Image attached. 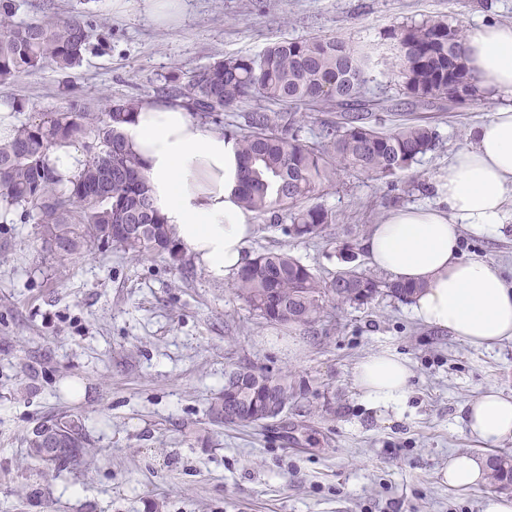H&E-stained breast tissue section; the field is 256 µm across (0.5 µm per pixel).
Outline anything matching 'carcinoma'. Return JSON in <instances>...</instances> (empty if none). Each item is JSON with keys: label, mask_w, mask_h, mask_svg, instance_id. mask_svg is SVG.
Masks as SVG:
<instances>
[{"label": "carcinoma", "mask_w": 512, "mask_h": 512, "mask_svg": "<svg viewBox=\"0 0 512 512\" xmlns=\"http://www.w3.org/2000/svg\"><path fill=\"white\" fill-rule=\"evenodd\" d=\"M16 0H0V85H9L33 71L51 66L64 75L83 59L98 36L92 16L60 19L51 14L17 23ZM464 29L439 17L403 26L392 34L399 75L410 102L424 110L445 111L448 86L468 99L476 86L460 54ZM374 65L368 52L337 36L284 39L256 55L219 60L188 80L171 74L156 88L162 97L177 98L192 115L207 122L249 100L285 103L289 112L255 110L235 133L242 159L240 206L254 214L284 217L288 234L315 237L335 223L336 215L311 204L317 191L336 181L341 170L378 179L396 176L436 146L430 123L413 121L389 130L379 126L382 102L365 96ZM69 109L41 112L24 122L16 137L0 143V210L19 220L41 225L43 239L62 257L92 255L110 244L137 254L166 255L182 263L171 232L153 205L138 158L125 144L122 131L138 96L106 99L93 112L69 88ZM339 112L322 126L318 140L307 142L300 132L309 112ZM79 144L82 167L66 179L50 161L59 147ZM237 297L268 323L310 326L327 314V302L363 304L380 294L404 301L418 286L377 278L356 267L336 271L326 281L285 250L265 251L245 264L234 278ZM260 382L240 389L230 400L219 396L210 412L260 403L275 394L283 407L295 398L285 375L258 372ZM63 450L45 470H59L79 458L87 442L78 417L54 421ZM489 484L512 485V453L490 457Z\"/></svg>", "instance_id": "obj_1"}]
</instances>
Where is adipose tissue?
Here are the masks:
<instances>
[{
  "mask_svg": "<svg viewBox=\"0 0 512 512\" xmlns=\"http://www.w3.org/2000/svg\"><path fill=\"white\" fill-rule=\"evenodd\" d=\"M186 2L111 0L110 6L114 14L134 11L168 29L180 24ZM460 51L492 111L431 180L437 205L389 212L371 227L364 247L372 267L418 285L411 308L421 323L489 348L512 342V286L492 263L463 256L460 228L499 235L512 227V24L469 26ZM123 132L181 250L213 281L236 276L255 233L237 203L238 142L172 99L142 100ZM411 377L408 361L389 351L362 360L353 374L362 396L384 407L406 398ZM463 412L467 432L484 445L512 439V395L488 390ZM486 470V458L455 453L442 476L449 487L469 490L483 484Z\"/></svg>",
  "mask_w": 512,
  "mask_h": 512,
  "instance_id": "adipose-tissue-1",
  "label": "adipose tissue"
}]
</instances>
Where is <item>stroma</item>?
<instances>
[{
  "label": "stroma",
  "instance_id": "35a3bbf8",
  "mask_svg": "<svg viewBox=\"0 0 512 512\" xmlns=\"http://www.w3.org/2000/svg\"><path fill=\"white\" fill-rule=\"evenodd\" d=\"M61 18L105 24L72 72L91 108L106 97L151 98L163 75L256 54L283 39L341 37L382 59L366 94L388 100L383 128L412 117L393 55L392 30L440 16L451 25L512 22V0H187L181 26L114 15L109 0H44ZM24 100L21 121L66 109L62 77L45 67L0 100ZM486 96L428 112L439 142L393 181L341 173L318 203L336 215L321 236L288 235L287 221L253 216L249 255L285 250L331 278L347 260L369 263L363 242L397 208L435 204L425 185L487 120ZM464 257L492 261L512 282V230L478 236L461 227ZM354 245L342 250V242ZM308 327L271 324L231 282L195 264L136 256L113 245L57 257L39 225L0 219V512H482L489 485L448 488L457 452L487 455L466 432L461 407L490 388L512 395V342L475 348L418 321L381 294L332 309ZM405 357L406 399L364 401L353 371L382 350ZM288 377L294 403L268 424L228 427L209 406L227 371ZM72 414L88 444L76 466L41 475L26 438Z\"/></svg>",
  "mask_w": 512,
  "mask_h": 512
}]
</instances>
